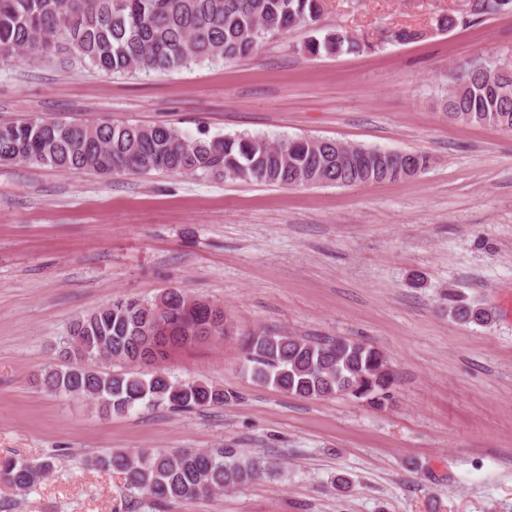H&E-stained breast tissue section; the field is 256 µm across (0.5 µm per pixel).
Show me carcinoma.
<instances>
[{
  "label": "carcinoma",
  "instance_id": "carcinoma-1",
  "mask_svg": "<svg viewBox=\"0 0 512 512\" xmlns=\"http://www.w3.org/2000/svg\"><path fill=\"white\" fill-rule=\"evenodd\" d=\"M321 0H0V63L18 56L33 63L68 51L107 74L173 71L205 60H234L299 26L322 30ZM372 45L354 34L328 29L305 42L309 57L360 53ZM448 119L512 133V75H485L470 68L457 74L443 103ZM48 166L63 172L101 175L170 172L224 177L267 185L360 186L413 177L426 169L421 153L390 152L376 146L300 137L275 144L249 134L187 136L166 124L75 123L39 116L0 119V164ZM171 313L186 301L181 289L161 294ZM156 304L121 299L75 319L60 354L71 364L47 367L40 385L47 391L89 395L106 413L125 414L141 403L173 412L218 407L231 398L224 387L174 381L140 364L155 342ZM457 321L487 322L491 313L455 304ZM208 311L173 329L164 341L194 343ZM254 382L306 399L348 396L380 407L389 398L394 374L379 349L348 338H315L255 331L243 341ZM231 451H116L92 464L124 475L126 489L154 504L211 498L274 464L256 457L228 464ZM53 471L46 459L0 460V479L29 491Z\"/></svg>",
  "mask_w": 512,
  "mask_h": 512
}]
</instances>
